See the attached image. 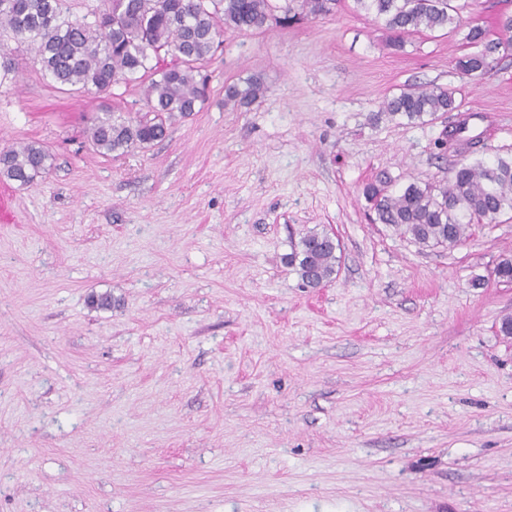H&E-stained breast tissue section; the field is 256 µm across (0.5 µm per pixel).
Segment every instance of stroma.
I'll return each instance as SVG.
<instances>
[{
    "label": "stroma",
    "instance_id": "obj_1",
    "mask_svg": "<svg viewBox=\"0 0 512 512\" xmlns=\"http://www.w3.org/2000/svg\"><path fill=\"white\" fill-rule=\"evenodd\" d=\"M466 33L396 49L340 0L226 34L200 111L119 156L87 128L143 115L142 87L60 89L9 42L0 148L53 161L0 180V512H512V219L449 251L365 218L376 174L398 190L457 162L436 145L457 112L379 117L405 86L496 128L480 158L512 151V54L463 78ZM253 76L261 99L226 101ZM312 231L339 243L316 289L286 261ZM51 159L48 150L36 144L3 149L0 151V177L21 186L30 185L50 168Z\"/></svg>",
    "mask_w": 512,
    "mask_h": 512
}]
</instances>
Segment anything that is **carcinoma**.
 I'll use <instances>...</instances> for the list:
<instances>
[{"label": "carcinoma", "instance_id": "carcinoma-1", "mask_svg": "<svg viewBox=\"0 0 512 512\" xmlns=\"http://www.w3.org/2000/svg\"><path fill=\"white\" fill-rule=\"evenodd\" d=\"M357 9L384 22L392 45L423 30H455L471 0H354ZM336 0H103L94 22L64 16L65 0H0V30L19 43L37 45L45 73L62 86L112 90L148 82V115L125 121L105 112L90 128L93 147L123 155L166 137L168 123L188 115L208 96L203 65L227 32L290 25L330 12ZM466 39L479 50L459 58L457 70L469 79L484 75L496 55L512 49V39H491L479 24ZM171 61H166V57ZM264 92L260 80L225 88V100L247 107ZM457 109L453 92L442 86L407 87L384 100L382 113L410 123L436 119ZM51 155L36 144L0 151V177L32 184L51 166ZM373 224H383L420 248L452 250L475 228H493L512 215V155L486 161L460 154L448 183H410L394 191L384 176L364 188ZM337 245L325 232H309L288 256L302 282L319 288L335 273Z\"/></svg>", "mask_w": 512, "mask_h": 512}]
</instances>
